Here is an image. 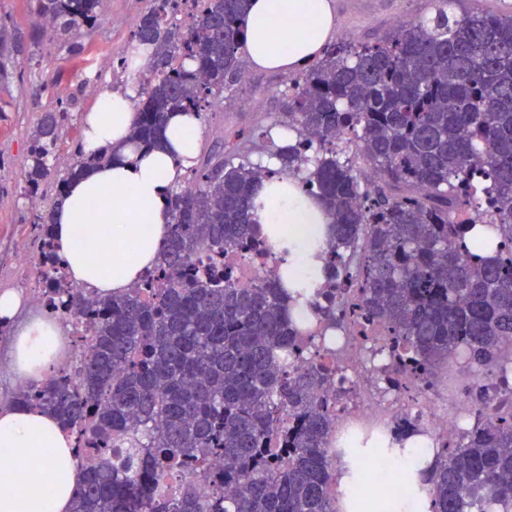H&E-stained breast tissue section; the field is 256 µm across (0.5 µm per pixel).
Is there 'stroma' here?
Instances as JSON below:
<instances>
[{"mask_svg": "<svg viewBox=\"0 0 512 512\" xmlns=\"http://www.w3.org/2000/svg\"><path fill=\"white\" fill-rule=\"evenodd\" d=\"M154 6V0H105L97 23L76 32L84 47L76 55L47 35L31 42L34 23L27 0H0V24L15 28L23 38L19 51L6 62L9 79L0 83V291L27 296L37 286L39 268L21 265L19 256L35 254L31 224L36 214L50 208L56 184L75 162L72 142L82 134L83 112L95 101L88 84L98 82L103 94L138 88L137 69L121 70L116 54L133 45L140 19ZM434 8V0H336V35L356 43L374 42L386 32L429 17ZM241 69L242 80L219 98L221 116L203 125V146L214 143L218 128L264 129L280 117L286 76L256 70L246 59ZM59 87L70 99L69 119L49 161L48 177L39 194H30L24 181L30 132L43 113L56 108L54 91Z\"/></svg>", "mask_w": 512, "mask_h": 512, "instance_id": "obj_1", "label": "stroma"}]
</instances>
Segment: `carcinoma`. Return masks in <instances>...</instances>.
<instances>
[{
  "instance_id": "obj_1",
  "label": "carcinoma",
  "mask_w": 512,
  "mask_h": 512,
  "mask_svg": "<svg viewBox=\"0 0 512 512\" xmlns=\"http://www.w3.org/2000/svg\"><path fill=\"white\" fill-rule=\"evenodd\" d=\"M101 2L35 0V12L77 52L69 39L96 23ZM191 2L177 53L141 84L140 144H157L172 112L208 120L206 108L242 78L249 0ZM435 2L432 17L377 43L329 44L284 93L288 143L269 128L239 129L229 152H202L171 190L162 260L141 286L117 297L64 287L50 214L36 216L48 296L86 321L77 341L87 350L73 371L15 400L107 456L82 466L72 512H338L332 435L348 392L338 366L294 322L279 278L240 288L229 265L198 272L205 257L264 251L251 211L254 187L271 175L300 178L332 217L312 308L334 330L385 337L388 389L433 387L454 360L477 375L466 423L435 439L434 461L417 473L432 512H512V391L502 392L512 377V17ZM168 4L143 16L137 44L169 42ZM18 43L0 27L3 80ZM58 102L31 136L32 194L69 116L68 99ZM343 133L352 157L336 145ZM74 154L57 197L112 160L84 154L79 139ZM187 468L211 482L208 497L192 480L171 499L155 496Z\"/></svg>"
}]
</instances>
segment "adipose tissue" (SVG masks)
<instances>
[{
  "label": "adipose tissue",
  "mask_w": 512,
  "mask_h": 512,
  "mask_svg": "<svg viewBox=\"0 0 512 512\" xmlns=\"http://www.w3.org/2000/svg\"><path fill=\"white\" fill-rule=\"evenodd\" d=\"M244 52L256 69L296 74L322 57L336 36L335 0H251ZM133 93L100 96L83 116L85 154L109 151L110 163L71 181L55 204L54 245L74 285L107 295L136 283L157 265L169 236L166 195L200 152L202 124L194 113L175 112L156 147L130 139ZM253 221L271 246L288 287L323 284V260L333 234L319 200L297 178L259 183ZM22 294L0 291V324L11 330L9 366L22 382L39 383L60 368L64 330L55 320H18ZM28 449L20 467L0 480V512H71L81 477L71 436L50 414L27 406H0V457Z\"/></svg>",
  "instance_id": "obj_1"
}]
</instances>
